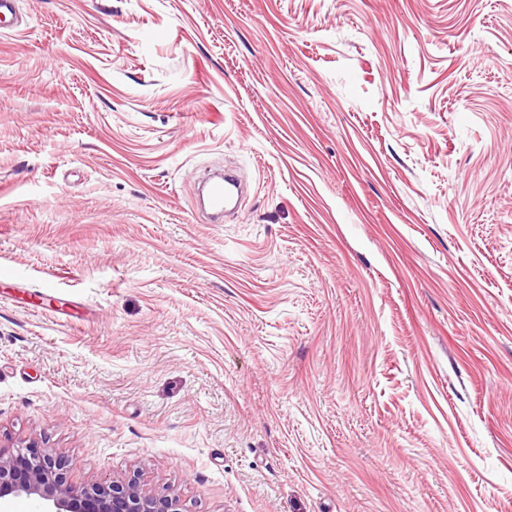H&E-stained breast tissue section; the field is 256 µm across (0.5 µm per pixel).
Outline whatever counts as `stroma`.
<instances>
[{
  "instance_id": "stroma-1",
  "label": "stroma",
  "mask_w": 512,
  "mask_h": 512,
  "mask_svg": "<svg viewBox=\"0 0 512 512\" xmlns=\"http://www.w3.org/2000/svg\"><path fill=\"white\" fill-rule=\"evenodd\" d=\"M18 11L0 451L183 512H512V0ZM239 185L234 175L225 173L223 176H215L213 180L206 182L207 199L210 206L216 211L217 214L224 212V204L231 197L232 188Z\"/></svg>"
}]
</instances>
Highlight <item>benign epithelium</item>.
Wrapping results in <instances>:
<instances>
[{
  "label": "benign epithelium",
  "instance_id": "benign-epithelium-1",
  "mask_svg": "<svg viewBox=\"0 0 512 512\" xmlns=\"http://www.w3.org/2000/svg\"><path fill=\"white\" fill-rule=\"evenodd\" d=\"M23 495L53 512H181L173 490H150L135 475L74 482L63 455L34 443L0 451V499Z\"/></svg>",
  "mask_w": 512,
  "mask_h": 512
}]
</instances>
